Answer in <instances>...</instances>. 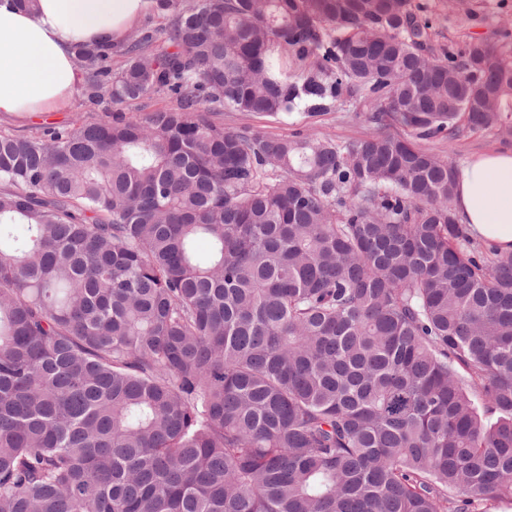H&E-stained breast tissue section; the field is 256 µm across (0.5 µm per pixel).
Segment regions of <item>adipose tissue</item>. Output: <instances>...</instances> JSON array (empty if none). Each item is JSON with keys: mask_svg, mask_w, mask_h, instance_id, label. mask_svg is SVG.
Segmentation results:
<instances>
[{"mask_svg": "<svg viewBox=\"0 0 512 512\" xmlns=\"http://www.w3.org/2000/svg\"><path fill=\"white\" fill-rule=\"evenodd\" d=\"M149 0H36L11 10L0 0V115L67 107L83 81L80 43L110 45L137 23ZM456 215L470 238L512 254V153L469 159L456 184Z\"/></svg>", "mask_w": 512, "mask_h": 512, "instance_id": "obj_1", "label": "adipose tissue"}]
</instances>
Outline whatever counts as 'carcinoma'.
Returning <instances> with one entry per match:
<instances>
[{
	"mask_svg": "<svg viewBox=\"0 0 512 512\" xmlns=\"http://www.w3.org/2000/svg\"><path fill=\"white\" fill-rule=\"evenodd\" d=\"M81 44L140 120L0 133V512H480L512 497V255L413 139L512 133V60L424 57L411 0H152ZM333 63L299 84L277 51ZM460 110L448 111V86ZM370 100L342 146L224 111Z\"/></svg>",
	"mask_w": 512,
	"mask_h": 512,
	"instance_id": "cac0c4a2",
	"label": "carcinoma"
}]
</instances>
